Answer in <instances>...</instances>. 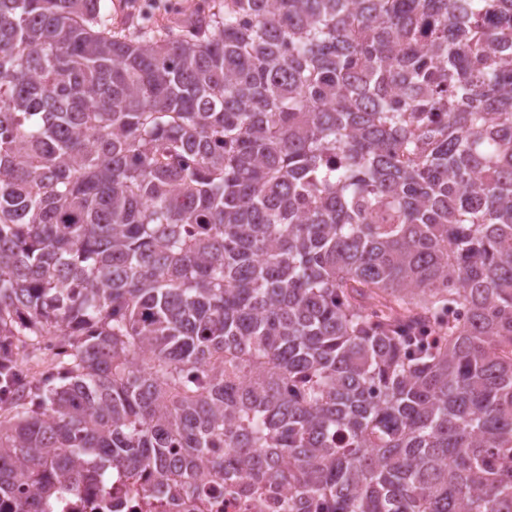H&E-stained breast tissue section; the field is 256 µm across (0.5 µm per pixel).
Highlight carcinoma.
<instances>
[{
  "label": "carcinoma",
  "instance_id": "carcinoma-1",
  "mask_svg": "<svg viewBox=\"0 0 512 512\" xmlns=\"http://www.w3.org/2000/svg\"><path fill=\"white\" fill-rule=\"evenodd\" d=\"M509 55L512 0H0V505L512 512ZM129 483L122 473H113L108 485L100 480L89 481L79 492L63 499L53 511L106 512L117 491L122 490L126 498L125 506L120 508L123 512H288L281 486L268 483V490L259 496H251L243 491V483L233 475L224 477V494L216 491L208 493L207 497L182 496L178 485L173 483L163 498L145 500L136 492H125ZM172 498L178 499V507L172 506Z\"/></svg>",
  "mask_w": 512,
  "mask_h": 512
}]
</instances>
